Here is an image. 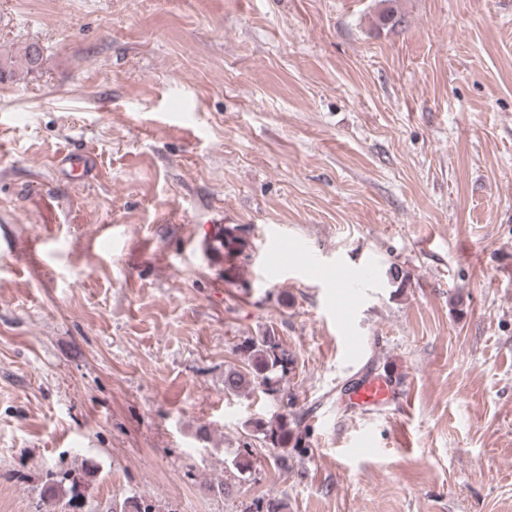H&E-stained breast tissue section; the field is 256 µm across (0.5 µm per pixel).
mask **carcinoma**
Listing matches in <instances>:
<instances>
[{
    "label": "carcinoma",
    "mask_w": 512,
    "mask_h": 512,
    "mask_svg": "<svg viewBox=\"0 0 512 512\" xmlns=\"http://www.w3.org/2000/svg\"><path fill=\"white\" fill-rule=\"evenodd\" d=\"M36 45L29 44L24 49L26 71H35L43 61V51H35ZM224 282L238 288L249 287L244 279L245 265L239 263V257L245 252V238L240 228L224 227ZM246 368L231 369L224 377V390L230 394H245L256 386L272 395L283 405H288L290 398L281 392L278 373H286L292 363V355L282 340L273 331L248 341L242 346ZM255 428L262 431L264 437L277 447H288L290 437H295L294 447H299L302 437L294 435V429L288 421V415L281 413L269 421L255 422ZM91 469H82L76 474L49 472L35 512H66L73 507L74 501L81 498V489L87 487L94 477Z\"/></svg>",
    "instance_id": "1"
}]
</instances>
